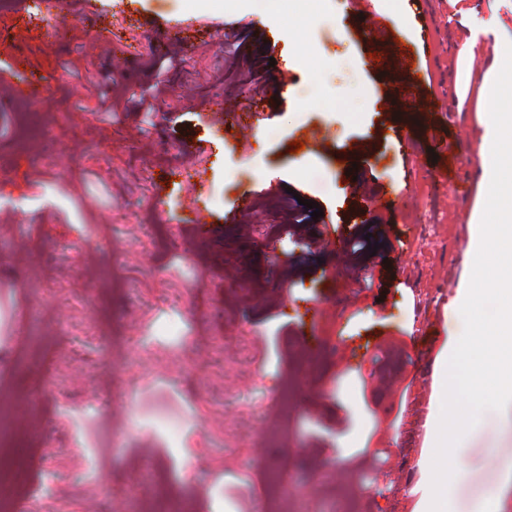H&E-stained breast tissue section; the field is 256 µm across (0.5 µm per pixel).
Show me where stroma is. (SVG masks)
I'll return each mask as SVG.
<instances>
[{"mask_svg":"<svg viewBox=\"0 0 512 512\" xmlns=\"http://www.w3.org/2000/svg\"><path fill=\"white\" fill-rule=\"evenodd\" d=\"M410 2L305 15L76 0L59 41L0 8V433L16 439L24 512H145L159 488L169 512H263L271 471L278 512H341L370 470L379 490L360 512H414L436 353L485 204L476 109L493 36L458 57L479 22L512 27V0ZM173 21L188 40L155 54ZM272 55L288 98L252 118L248 147L225 141L209 102L248 105L240 78ZM21 72L53 77L35 145L14 133L32 109L13 94ZM302 198L323 214L293 233L285 209ZM197 209L209 236L189 222ZM364 224L383 245L347 262L336 241ZM302 369L283 415L275 397ZM160 402L184 416L178 436L154 424ZM456 450L475 462L455 487L470 512L512 460V423L486 412Z\"/></svg>","mask_w":512,"mask_h":512,"instance_id":"1","label":"stroma"}]
</instances>
